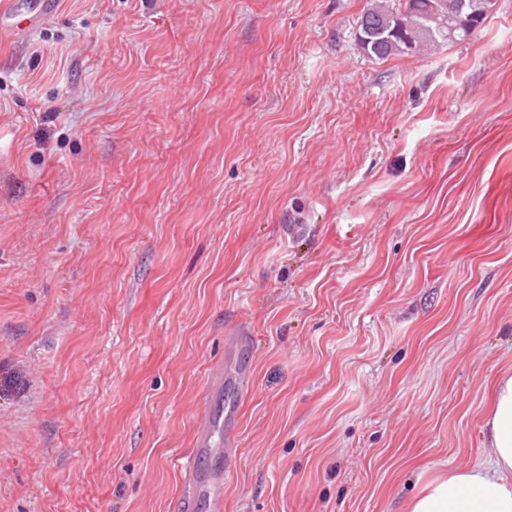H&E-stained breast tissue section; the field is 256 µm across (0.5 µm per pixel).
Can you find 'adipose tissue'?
<instances>
[{"mask_svg":"<svg viewBox=\"0 0 512 512\" xmlns=\"http://www.w3.org/2000/svg\"><path fill=\"white\" fill-rule=\"evenodd\" d=\"M487 426L494 448L489 462L438 476L410 503V512H512L511 374L493 387Z\"/></svg>","mask_w":512,"mask_h":512,"instance_id":"1","label":"adipose tissue"}]
</instances>
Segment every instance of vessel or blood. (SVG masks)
I'll list each match as a JSON object with an SVG mask.
<instances>
[{
    "instance_id": "b4317fda",
    "label": "vessel or blood",
    "mask_w": 512,
    "mask_h": 512,
    "mask_svg": "<svg viewBox=\"0 0 512 512\" xmlns=\"http://www.w3.org/2000/svg\"><path fill=\"white\" fill-rule=\"evenodd\" d=\"M58 13L57 0H8L0 20L9 32L29 34ZM237 419L224 409V367L216 365L193 436V450L180 465L184 483L176 512H224V484L232 475L228 463L235 446Z\"/></svg>"
}]
</instances>
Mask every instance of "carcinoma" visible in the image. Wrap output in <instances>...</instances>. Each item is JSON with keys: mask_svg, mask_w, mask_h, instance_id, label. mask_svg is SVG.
Masks as SVG:
<instances>
[{"mask_svg": "<svg viewBox=\"0 0 512 512\" xmlns=\"http://www.w3.org/2000/svg\"><path fill=\"white\" fill-rule=\"evenodd\" d=\"M457 0H370L358 27L357 40L364 53L384 60L423 46L464 41V28L448 32Z\"/></svg>", "mask_w": 512, "mask_h": 512, "instance_id": "carcinoma-1", "label": "carcinoma"}]
</instances>
